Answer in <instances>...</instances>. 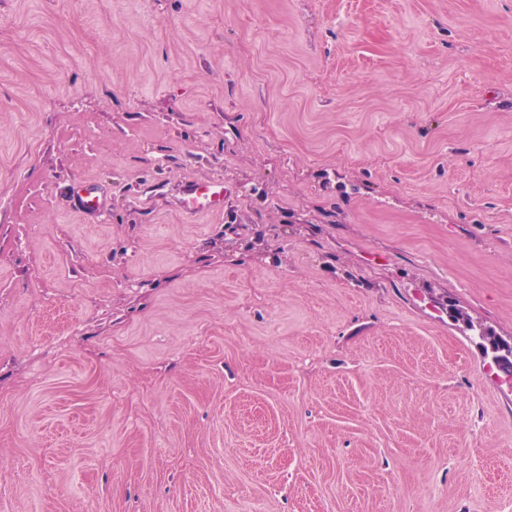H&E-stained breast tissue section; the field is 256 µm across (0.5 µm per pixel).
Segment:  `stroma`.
<instances>
[{
    "label": "stroma",
    "mask_w": 512,
    "mask_h": 512,
    "mask_svg": "<svg viewBox=\"0 0 512 512\" xmlns=\"http://www.w3.org/2000/svg\"><path fill=\"white\" fill-rule=\"evenodd\" d=\"M485 331L512 0H0V512H512ZM193 205L196 210L218 211L224 208V200L227 197V188L224 184H215L191 190ZM74 206L82 213H92L102 206V198L97 188L82 184L76 191Z\"/></svg>",
    "instance_id": "stroma-1"
}]
</instances>
